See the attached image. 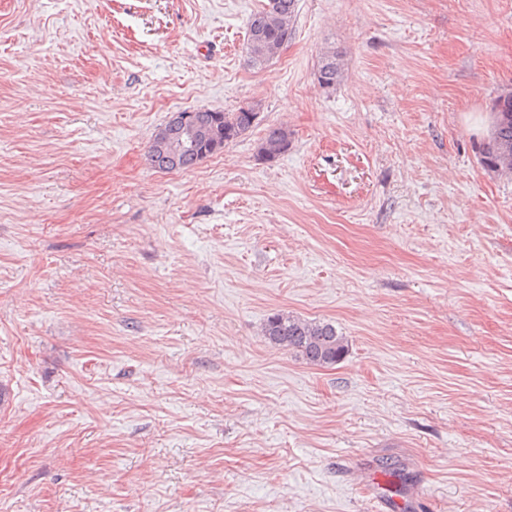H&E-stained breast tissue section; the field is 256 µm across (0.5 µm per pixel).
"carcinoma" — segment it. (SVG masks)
Instances as JSON below:
<instances>
[{
  "instance_id": "1",
  "label": "carcinoma",
  "mask_w": 512,
  "mask_h": 512,
  "mask_svg": "<svg viewBox=\"0 0 512 512\" xmlns=\"http://www.w3.org/2000/svg\"><path fill=\"white\" fill-rule=\"evenodd\" d=\"M297 13L298 0H267L251 16L245 43L246 62L250 67L261 68L288 44ZM344 73L343 53L326 51L317 73L319 85L326 90H333L343 80ZM491 112L493 124L482 146V163L497 174H512V92L498 94ZM193 113L197 124L219 128L217 139L203 145L208 155L212 156L222 152L226 145L254 127L252 119L256 105L241 106L234 112L199 108L193 110ZM290 145L291 133L288 128L271 126L265 130L259 153L265 160H274L288 152ZM262 335L269 342L296 353L316 366L335 365L349 351L347 338L332 323L306 320L288 312L278 311L270 315L262 327Z\"/></svg>"
}]
</instances>
